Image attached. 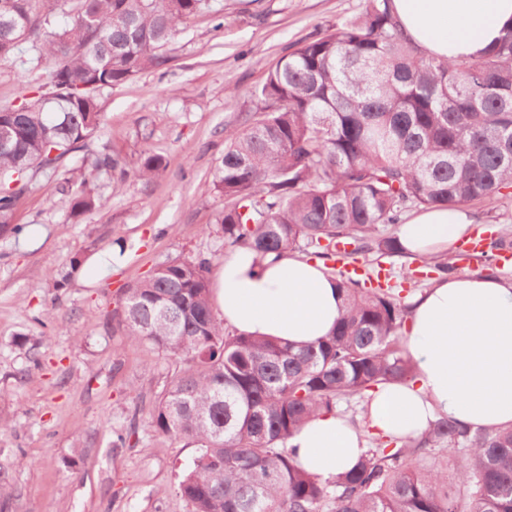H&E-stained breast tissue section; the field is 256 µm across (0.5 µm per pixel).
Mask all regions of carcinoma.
I'll list each match as a JSON object with an SVG mask.
<instances>
[{"label":"carcinoma","mask_w":512,"mask_h":512,"mask_svg":"<svg viewBox=\"0 0 512 512\" xmlns=\"http://www.w3.org/2000/svg\"><path fill=\"white\" fill-rule=\"evenodd\" d=\"M55 0H0V57L27 34L50 61L47 82L0 107V225L8 234L29 176L55 173L104 123L101 95L162 70L185 21L207 0H78L55 31ZM253 108L224 129L216 168L224 248L336 260L400 254L387 231L414 208L453 207L512 188V28L476 58L438 59L400 29L393 0L304 40L249 92ZM121 168L96 156L69 187L73 215L99 207L91 179ZM165 168L146 153L137 176ZM208 257L157 264L124 289L118 324L175 363L155 396L152 435L196 454L177 493L192 512H512V427L440 418L417 438L371 436L333 481L297 466L288 439L340 401L365 403L414 377L400 345L409 307L392 287L340 274L334 332L295 347L227 329L211 304ZM460 463L448 476V465Z\"/></svg>","instance_id":"1"}]
</instances>
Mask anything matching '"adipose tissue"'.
<instances>
[{
	"instance_id": "adipose-tissue-1",
	"label": "adipose tissue",
	"mask_w": 512,
	"mask_h": 512,
	"mask_svg": "<svg viewBox=\"0 0 512 512\" xmlns=\"http://www.w3.org/2000/svg\"><path fill=\"white\" fill-rule=\"evenodd\" d=\"M394 11L412 42L447 58L480 55L512 27V0H394ZM472 224L464 207L431 208L397 225L396 237L407 255L428 258L454 253ZM213 294L225 326L295 346L328 336L343 304L337 278L323 263L248 249L225 254ZM404 348L415 375L374 393L367 430L323 413L289 439L300 468L331 480L365 452L364 432L416 437L440 416L474 428L512 425V279H435L411 301Z\"/></svg>"
}]
</instances>
